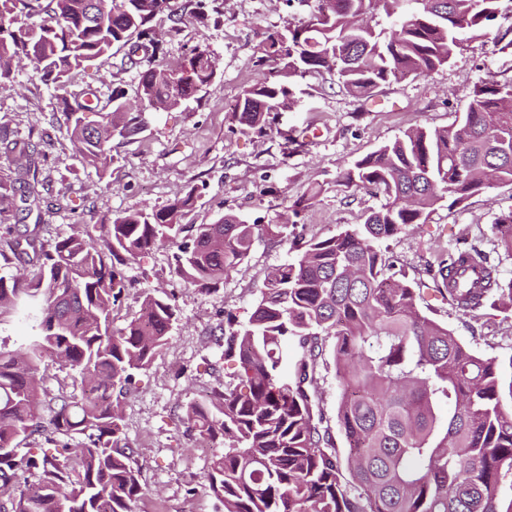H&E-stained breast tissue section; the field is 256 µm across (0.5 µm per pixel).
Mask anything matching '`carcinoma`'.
I'll return each mask as SVG.
<instances>
[{"label":"carcinoma","instance_id":"cac0c4a2","mask_svg":"<svg viewBox=\"0 0 512 512\" xmlns=\"http://www.w3.org/2000/svg\"><path fill=\"white\" fill-rule=\"evenodd\" d=\"M501 0H318L311 19L274 31L257 46L262 64L283 60L277 77L244 89L234 111L240 131H260L266 115L293 103L287 79L327 71L358 97L405 73L430 74L487 32ZM176 20L172 0H0V84L20 60L47 86L85 166L104 176L112 133L134 135L139 116L113 89L102 112L90 88L68 90L72 71L122 50L121 66L145 64L136 97L155 109L200 100L216 76L206 37L184 54L180 77L165 60L152 22ZM384 15L386 24L379 23ZM41 17L35 25L25 23ZM99 115L96 121L86 114ZM13 176L0 181V330L21 319L13 347L0 339V492L20 468L37 483L0 503V512H133L142 494L135 450L123 435L120 397L147 368L178 321L175 305L150 292L121 329L112 310L126 288L119 266L174 244V274L202 292L217 289L249 257L264 231L291 238L294 258L271 268L247 323L227 315L224 358L237 384L183 407L201 438L224 439L205 482L224 512H512L500 480L512 474V356L473 353L425 310L422 288L392 273L382 243L424 224L448 199L464 204L498 184L512 185V80L475 85L448 127L416 126L345 167L337 183L375 188L385 203L362 224L307 240L296 225L250 224L234 213L216 224L186 225L196 190L162 208L132 206L92 229L54 241L13 235L15 201L38 206L46 153L32 138L0 134ZM498 246L512 258V212L495 221ZM105 238L96 247L93 232ZM38 273L28 276L26 266ZM463 267L484 273L478 288L457 281ZM428 274L434 292L459 313L512 310V278L500 277L476 247L440 253ZM76 371L80 393L44 403L41 365ZM293 366V380L283 372ZM339 389L336 420L347 458L323 426L321 372ZM48 415H43V411ZM61 444L37 460L20 444L35 436Z\"/></svg>","mask_w":512,"mask_h":512}]
</instances>
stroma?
Returning a JSON list of instances; mask_svg holds the SVG:
<instances>
[{"mask_svg": "<svg viewBox=\"0 0 512 512\" xmlns=\"http://www.w3.org/2000/svg\"><path fill=\"white\" fill-rule=\"evenodd\" d=\"M216 5L217 21L208 26L191 9L182 10L179 32L166 43L169 58L177 59L197 43L199 32L209 35L218 68L201 101L167 111L138 103L139 71L117 70L115 55L87 62L73 74V89L89 85L103 99L112 88H123L140 116L138 134L113 137L114 162L106 177L80 161L52 90L30 70L16 83L0 85V127L20 136H46L41 148L48 161L40 175L46 202L24 215V225L51 240L70 234L75 224H93L134 205H168L192 188L198 198L185 223L212 224L234 213L251 223L278 224L288 206L319 184L322 192L295 222L305 237H324L340 226L363 223L367 212L384 202L377 191L337 186L340 170L412 127L450 125L488 74L512 79V50L498 51L492 36H477L447 66L426 76L400 77L367 99L352 96L327 73L296 78L294 108L271 115L263 133L247 134L234 122L233 109L244 87L269 74L268 65L258 61L257 45L287 23L309 20L317 0H216ZM509 211L512 185L493 187L457 207L440 203L425 224L391 238L389 253L407 279L429 286L428 264L463 236L488 254L501 277L512 278V259L498 247L493 228ZM289 249V241L260 234L248 261L210 294L173 277V245L125 266L128 286L113 307L114 328L138 312L147 290L172 297L179 317L164 348L135 374L121 398L124 432L136 451L144 488L134 512H224L205 488L209 464L224 448L188 430L180 416L189 401L231 383L219 326L229 312L238 322L247 321L268 270L289 259ZM431 305V318L475 354L512 357V311L465 317L448 303L435 299Z\"/></svg>", "mask_w": 512, "mask_h": 512, "instance_id": "35a3bbf8", "label": "stroma"}]
</instances>
